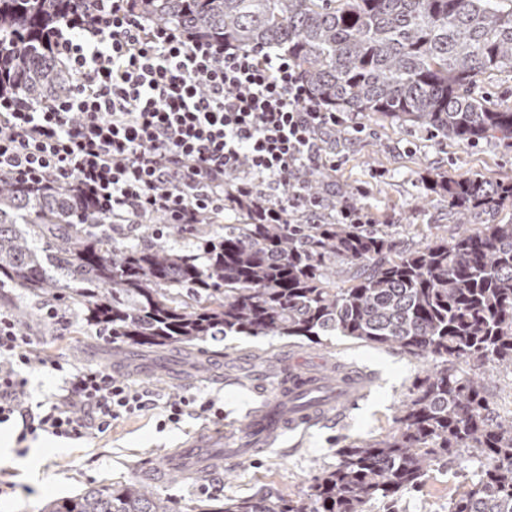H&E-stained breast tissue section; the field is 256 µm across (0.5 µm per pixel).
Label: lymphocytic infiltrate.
<instances>
[{
    "label": "lymphocytic infiltrate",
    "mask_w": 512,
    "mask_h": 512,
    "mask_svg": "<svg viewBox=\"0 0 512 512\" xmlns=\"http://www.w3.org/2000/svg\"><path fill=\"white\" fill-rule=\"evenodd\" d=\"M50 39L68 89L33 105L0 94V176L67 187L115 224L164 216L223 223L248 201L269 224L322 221L302 171L335 169L327 141L344 113L315 99L287 52L241 48L151 22L132 0H105ZM61 370L0 310V424L80 439L144 410L148 391L104 368L72 370L61 394L33 412L22 369Z\"/></svg>",
    "instance_id": "lymphocytic-infiltrate-1"
}]
</instances>
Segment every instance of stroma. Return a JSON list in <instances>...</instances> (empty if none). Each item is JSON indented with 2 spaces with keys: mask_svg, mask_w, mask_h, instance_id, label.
<instances>
[{
  "mask_svg": "<svg viewBox=\"0 0 512 512\" xmlns=\"http://www.w3.org/2000/svg\"><path fill=\"white\" fill-rule=\"evenodd\" d=\"M348 120L350 127L336 144L333 180L376 223L390 225L399 247L419 248L460 228L447 197L430 191L432 172L512 179V144L487 141L467 146L359 112L349 113ZM55 302L49 295L0 288V308L15 314L41 354L70 369L110 368L117 380L146 389L160 400L182 395L211 399L218 411L187 415L179 424L168 425L163 408L157 406L114 422L103 436L64 440L45 435L15 443L16 463L0 461V512H40L44 503L86 488L137 479L146 464L202 432L223 440L225 447H240L248 438L253 409L275 390V379L266 374L269 366L315 375L334 365L374 374L371 388L336 422L288 432L272 447L246 457H225L223 468L210 476L155 485L178 512H203L205 505L227 498L296 494L307 480L335 465L337 448L352 441L379 440L391 432L402 399L425 368L424 362L400 351L340 336L318 345L229 336L199 343L206 365L191 370L176 345L149 356L131 349L116 352L108 338L85 325L76 306H69L67 323L45 319V306ZM476 467V461L460 457L442 461L420 490L398 502V512H447L450 498L464 491Z\"/></svg>",
  "mask_w": 512,
  "mask_h": 512,
  "instance_id": "stroma-1",
  "label": "stroma"
}]
</instances>
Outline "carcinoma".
Listing matches in <instances>:
<instances>
[{"instance_id":"carcinoma-1","label":"carcinoma","mask_w":512,"mask_h":512,"mask_svg":"<svg viewBox=\"0 0 512 512\" xmlns=\"http://www.w3.org/2000/svg\"><path fill=\"white\" fill-rule=\"evenodd\" d=\"M155 22L235 45L278 47L311 94L467 145L512 141V109L472 93L479 75L512 71V8L493 0H136ZM87 0H0V91L38 105L70 85L49 32ZM462 223L512 200V182L434 173ZM240 224L170 230L141 224L124 243L66 191L0 183V283L83 308L112 348L149 353L224 336L319 344L343 336L432 366L416 379L381 440L352 442L299 494L229 499L211 512H387L448 456L478 461L448 512H512V418L492 422L486 369L512 368V221L397 250L387 224ZM469 365L460 373L454 363ZM41 512H175L137 480L88 488Z\"/></svg>"}]
</instances>
